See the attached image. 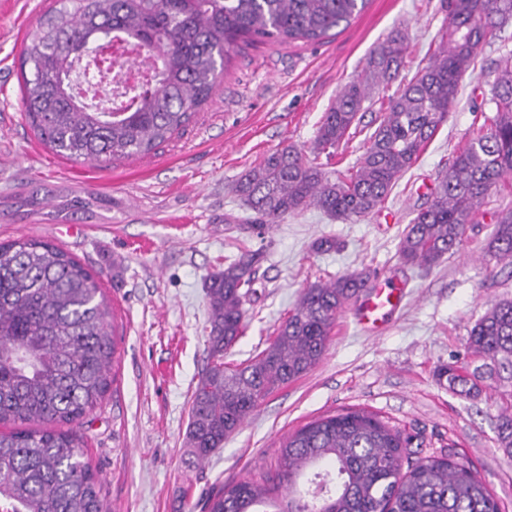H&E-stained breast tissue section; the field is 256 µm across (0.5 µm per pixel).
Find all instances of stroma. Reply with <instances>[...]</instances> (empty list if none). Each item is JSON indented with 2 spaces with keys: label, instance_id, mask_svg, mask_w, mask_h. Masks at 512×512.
I'll list each match as a JSON object with an SVG mask.
<instances>
[{
  "label": "stroma",
  "instance_id": "obj_1",
  "mask_svg": "<svg viewBox=\"0 0 512 512\" xmlns=\"http://www.w3.org/2000/svg\"><path fill=\"white\" fill-rule=\"evenodd\" d=\"M50 0H0V242L54 243L100 278L118 335L114 381L69 429L84 442L109 512H198L213 487L275 472L286 436L346 409L376 414L412 438L410 460L452 453L512 512V459L496 441V397L511 383L486 378L481 398L453 394L437 369H472L468 330L500 299H512V267L486 251L495 215L512 188L491 191L482 223L455 254L428 269L398 258L400 238L432 199L437 178L471 135L476 83L494 77L499 40L480 51L445 123L376 213L333 220L316 209L247 237L229 217L246 211L232 188L278 147L310 149L318 122L370 51L395 30L409 45L405 73L436 49L443 0H369L349 25L315 43L257 42L238 48L208 103L151 155L91 166L57 156L30 128L21 102L20 55ZM94 194L93 212L59 218L27 212L31 192ZM336 248L319 252L317 240ZM262 249L245 330L224 357L236 365L273 338L304 288L352 272L404 285L406 298L380 334L363 333L353 304L339 312L327 351L309 373L280 386L223 448L202 464L184 447L191 396L207 361L205 277L240 247Z\"/></svg>",
  "mask_w": 512,
  "mask_h": 512
}]
</instances>
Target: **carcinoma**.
I'll return each mask as SVG.
<instances>
[{
  "mask_svg": "<svg viewBox=\"0 0 512 512\" xmlns=\"http://www.w3.org/2000/svg\"><path fill=\"white\" fill-rule=\"evenodd\" d=\"M368 0H53L22 50L24 115L57 155L91 164L144 157L171 139L211 93L230 50L243 42H319L364 10ZM512 20V0H448L438 51L406 80L407 53L396 32L369 55L323 113L318 156L364 134L357 162L327 171L294 146L277 148L246 172L234 192L252 216L235 221L248 236L313 207L331 218L366 217L445 124L478 49ZM134 43L153 80L123 95L112 112L82 101L69 73L80 57L110 43ZM399 81L374 126L359 112L376 89ZM482 91L483 122L441 174L433 200L400 240L402 264L431 268L462 245L490 192L512 181V49L501 41L495 77ZM488 251L512 265V211L495 220ZM263 260L241 248L206 278L208 363L195 387L185 433L197 463L224 447L278 386L311 370L327 350L336 316L367 286L351 273L303 289L298 303L256 357L224 366L245 327L244 302ZM467 348L491 375L512 381V299L497 301L468 331ZM116 342L100 280L57 245L37 238L0 243V423L55 427L0 432V512H107L84 444L62 429L91 411L111 385ZM439 377L466 397L482 376L453 365ZM496 441L512 459V389L500 393ZM409 438L363 410L316 419L289 434L274 478L222 485L202 512H498L485 484L442 454L404 463Z\"/></svg>",
  "mask_w": 512,
  "mask_h": 512,
  "instance_id": "carcinoma-1",
  "label": "carcinoma"
}]
</instances>
